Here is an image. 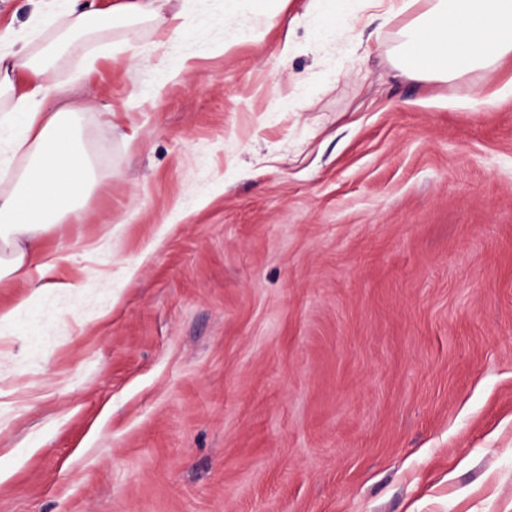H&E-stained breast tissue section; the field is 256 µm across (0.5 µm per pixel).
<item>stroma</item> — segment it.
<instances>
[{
  "mask_svg": "<svg viewBox=\"0 0 512 512\" xmlns=\"http://www.w3.org/2000/svg\"><path fill=\"white\" fill-rule=\"evenodd\" d=\"M167 8L46 78L97 184L0 280V512H512V64L409 79L365 0L320 47L312 0L258 45L253 0Z\"/></svg>",
  "mask_w": 512,
  "mask_h": 512,
  "instance_id": "35a3bbf8",
  "label": "stroma"
}]
</instances>
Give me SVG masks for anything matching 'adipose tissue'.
<instances>
[{
    "label": "adipose tissue",
    "mask_w": 512,
    "mask_h": 512,
    "mask_svg": "<svg viewBox=\"0 0 512 512\" xmlns=\"http://www.w3.org/2000/svg\"><path fill=\"white\" fill-rule=\"evenodd\" d=\"M165 0H121L103 11L72 0L61 31L44 44L0 46V278L26 268L40 252V237L58 212L71 208L93 179L74 113L47 111L45 78L60 56L84 57L89 36L142 21L166 32ZM390 16L409 15L397 68L409 77L450 82L467 72L512 61V0H386ZM25 161L16 169V161Z\"/></svg>",
    "instance_id": "1"
}]
</instances>
